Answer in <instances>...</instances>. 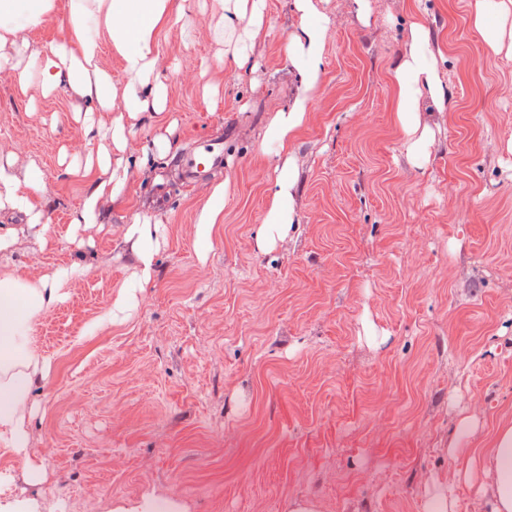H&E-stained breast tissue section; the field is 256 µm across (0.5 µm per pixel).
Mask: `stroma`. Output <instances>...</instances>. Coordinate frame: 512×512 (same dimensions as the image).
I'll return each mask as SVG.
<instances>
[{
    "label": "stroma",
    "mask_w": 512,
    "mask_h": 512,
    "mask_svg": "<svg viewBox=\"0 0 512 512\" xmlns=\"http://www.w3.org/2000/svg\"><path fill=\"white\" fill-rule=\"evenodd\" d=\"M473 0H320L319 87L294 142L297 222L260 251L276 158L260 142L299 93L287 55L293 0H269L254 70L220 64L217 0H189L159 38L173 89L160 122L127 119L130 159L165 131L182 148L219 134L229 152L224 221L199 255L201 186L176 164L129 167L123 202L73 225L89 192L61 152L88 149L73 91L20 93L0 74V157L45 174L50 225L0 210L15 231L0 268L27 280L88 272L30 334L45 361L25 457L0 456L8 497L41 512H100L177 497L188 512H488L485 451L512 418V56L488 50ZM448 99L420 101L432 137L419 168L394 119L391 72L413 23ZM162 225L153 279L130 318L84 335L135 257L136 215ZM43 475L29 480L28 466Z\"/></svg>",
    "instance_id": "1"
}]
</instances>
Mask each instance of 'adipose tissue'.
<instances>
[{
    "mask_svg": "<svg viewBox=\"0 0 512 512\" xmlns=\"http://www.w3.org/2000/svg\"><path fill=\"white\" fill-rule=\"evenodd\" d=\"M299 28L288 44V59L300 81V92L267 126L260 144L262 153L276 157L278 164L272 192L256 235L259 249L286 235L296 222L293 190L297 183L293 167V144L302 127L308 105L317 91L324 65L328 19L315 0H293ZM57 0H0V73L17 75L20 91L38 79L44 95L69 89L86 96L89 105L83 123L90 148L85 155H62L69 174L82 177L90 187L83 205L73 211L75 224L96 223L101 197L122 201L128 171L112 167V149L127 143L126 118L155 119L165 109L172 91L168 76L158 68V35L185 15L186 0H68L67 22L56 39L42 49L32 47L31 35L55 12ZM267 0H224V20L215 39L224 47L225 61L244 70L252 48L261 37ZM512 12L507 0H475L473 25L483 43L493 52L512 54V29L505 18ZM409 53L392 76L394 117L408 138V151L416 166L429 161V134L420 123L422 98L444 102L445 86L438 77L435 58L421 24L412 26ZM108 42L122 61L129 78L128 89L116 95L111 75L97 63L101 42ZM97 112L111 113L110 124L94 121ZM198 211L194 244L204 253L212 245V233L224 215L228 183L204 187ZM45 175L31 166L25 177L0 161V210L24 213L29 224L47 223ZM159 225L134 220L125 233L137 264L122 282L118 296L84 333L96 335L105 325L124 319L154 273L160 240ZM79 264L58 267L51 277L24 280L0 274V446L24 454L28 445L27 409L36 389L40 359L30 347L33 321L65 295V286L84 275ZM494 480L488 488L489 512H512V419L501 422L488 453Z\"/></svg>",
    "mask_w": 512,
    "mask_h": 512,
    "instance_id": "1",
    "label": "adipose tissue"
}]
</instances>
